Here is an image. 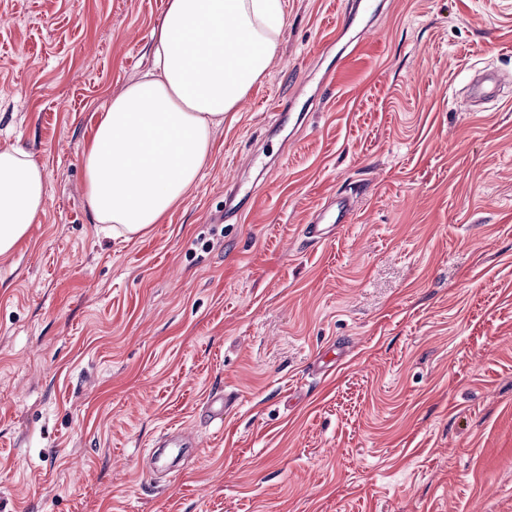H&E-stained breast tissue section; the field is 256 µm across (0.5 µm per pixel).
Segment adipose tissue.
Masks as SVG:
<instances>
[{
	"label": "adipose tissue",
	"instance_id": "obj_1",
	"mask_svg": "<svg viewBox=\"0 0 512 512\" xmlns=\"http://www.w3.org/2000/svg\"><path fill=\"white\" fill-rule=\"evenodd\" d=\"M281 0H168L152 33V67L114 94L83 154L96 223L135 234L195 185L213 132L265 74L278 48ZM49 198L30 155L0 150V256L25 237Z\"/></svg>",
	"mask_w": 512,
	"mask_h": 512
}]
</instances>
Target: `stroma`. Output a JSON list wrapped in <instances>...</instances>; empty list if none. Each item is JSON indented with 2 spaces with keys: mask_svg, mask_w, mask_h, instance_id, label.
<instances>
[{
  "mask_svg": "<svg viewBox=\"0 0 512 512\" xmlns=\"http://www.w3.org/2000/svg\"><path fill=\"white\" fill-rule=\"evenodd\" d=\"M347 2L282 0L197 183L117 236L83 151L166 0H0V149L50 183L0 256V512H512V0ZM355 215V204L347 197H333L317 210V214L306 225L307 237L313 241L325 240L329 228L336 224H350Z\"/></svg>",
  "mask_w": 512,
  "mask_h": 512,
  "instance_id": "1",
  "label": "stroma"
}]
</instances>
